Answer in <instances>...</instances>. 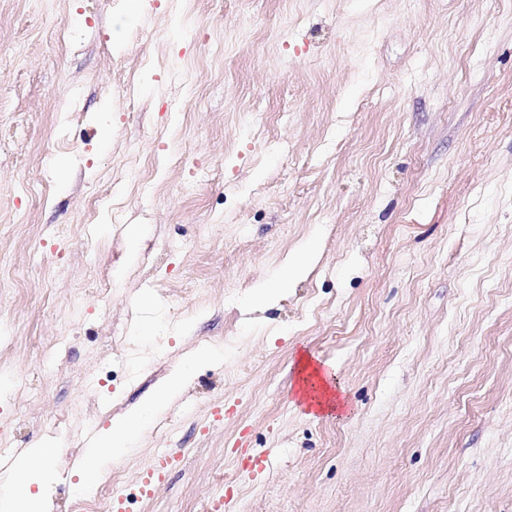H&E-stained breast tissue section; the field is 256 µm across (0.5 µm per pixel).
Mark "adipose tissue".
<instances>
[{"label":"adipose tissue","mask_w":512,"mask_h":512,"mask_svg":"<svg viewBox=\"0 0 512 512\" xmlns=\"http://www.w3.org/2000/svg\"><path fill=\"white\" fill-rule=\"evenodd\" d=\"M216 356L213 349H197L158 384L152 394L114 418L111 426L99 433L94 448L83 460L79 489L91 491L105 474L104 452H111L116 459L125 455L147 422L174 398L195 364ZM296 376L297 396L310 410L327 414L346 411L347 404L341 395L334 366L309 358L299 362ZM46 456L45 450H36L22 461L18 470L0 474V485L8 489L4 503L0 504V512H40V498L32 487L40 481Z\"/></svg>","instance_id":"obj_1"}]
</instances>
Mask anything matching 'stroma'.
I'll return each instance as SVG.
<instances>
[{"instance_id":"1","label":"stroma","mask_w":512,"mask_h":512,"mask_svg":"<svg viewBox=\"0 0 512 512\" xmlns=\"http://www.w3.org/2000/svg\"><path fill=\"white\" fill-rule=\"evenodd\" d=\"M0 279V439L48 449V512L203 346L104 461L177 456L133 512H512V0H0ZM304 354L346 416L297 401ZM314 259L311 250H298L286 261L282 279L266 286L256 287L258 299L263 304H270L278 294L288 286L290 280L302 278L309 271ZM221 354L211 348L201 347L172 371L164 381L155 388L154 392L144 398L138 405L124 414L112 419V425L102 430L95 442V448L85 456L78 487L81 491L89 492L103 478V449L112 453L113 459L125 455L147 422L157 414L164 404L173 399L182 382L190 374L195 364L201 360L220 358Z\"/></svg>"}]
</instances>
